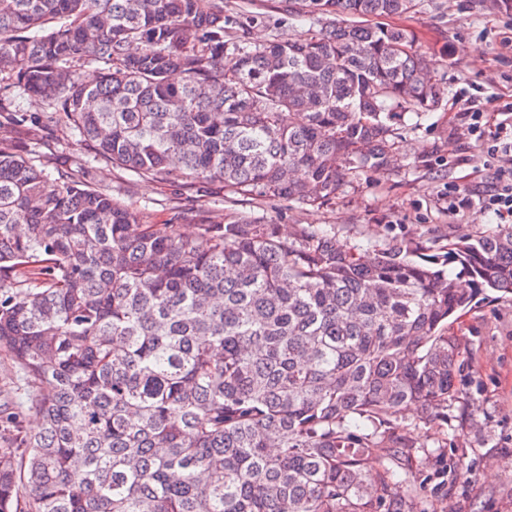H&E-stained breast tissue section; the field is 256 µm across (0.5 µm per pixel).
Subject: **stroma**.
<instances>
[{"mask_svg":"<svg viewBox=\"0 0 512 512\" xmlns=\"http://www.w3.org/2000/svg\"><path fill=\"white\" fill-rule=\"evenodd\" d=\"M291 0H224L240 17L241 36L251 42L306 33L308 21L289 22ZM412 30L419 49L432 59V76L445 87L439 106L405 119L399 146L406 158L400 173L370 172L355 186L316 208L284 200L240 201V211L270 223L315 224L338 239L365 247L394 240L438 252L461 231L489 234L499 221L478 205L449 210L448 190L483 193L489 173L474 137L466 131L465 95L512 102V51L501 40L512 34V12L492 0H414L410 11L387 20ZM43 145L32 158L49 174L80 170L95 188L144 208L152 224L171 223L177 210L223 213L219 184L184 189L167 181L132 180L102 161L54 119L44 121ZM463 343L461 396L449 400L445 420L429 423L416 410L398 417L399 432L418 442L416 456L400 477L414 487V512H512V297L492 292L454 322Z\"/></svg>","mask_w":512,"mask_h":512,"instance_id":"obj_1","label":"stroma"}]
</instances>
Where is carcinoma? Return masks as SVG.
<instances>
[{
  "instance_id": "obj_1",
  "label": "carcinoma",
  "mask_w": 512,
  "mask_h": 512,
  "mask_svg": "<svg viewBox=\"0 0 512 512\" xmlns=\"http://www.w3.org/2000/svg\"><path fill=\"white\" fill-rule=\"evenodd\" d=\"M296 4L317 29L252 43L224 0H0V81L139 178L324 205L399 171L397 122L445 89L413 32L358 22L412 0ZM488 291L512 295L511 224L371 255L231 208L147 224L0 143V354L32 390L0 386V512H413L394 421L446 418L452 320Z\"/></svg>"
}]
</instances>
